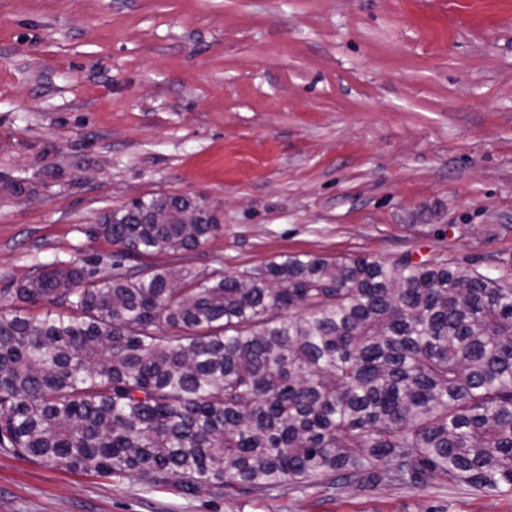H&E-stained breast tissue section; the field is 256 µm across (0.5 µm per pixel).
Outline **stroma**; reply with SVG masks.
<instances>
[{
  "label": "stroma",
  "mask_w": 512,
  "mask_h": 512,
  "mask_svg": "<svg viewBox=\"0 0 512 512\" xmlns=\"http://www.w3.org/2000/svg\"><path fill=\"white\" fill-rule=\"evenodd\" d=\"M154 193L222 226L158 265L408 254L512 278V0H0V301L39 264L110 254L101 214ZM0 512H512V496L189 494L0 447Z\"/></svg>",
  "instance_id": "35a3bbf8"
}]
</instances>
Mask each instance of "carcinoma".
<instances>
[{
	"label": "carcinoma",
	"mask_w": 512,
	"mask_h": 512,
	"mask_svg": "<svg viewBox=\"0 0 512 512\" xmlns=\"http://www.w3.org/2000/svg\"><path fill=\"white\" fill-rule=\"evenodd\" d=\"M198 201L106 213L96 263L41 264L0 311V447L187 490L325 481L512 493V280L283 255L240 272L130 260L202 247ZM43 305L34 317L30 306Z\"/></svg>",
	"instance_id": "carcinoma-1"
}]
</instances>
